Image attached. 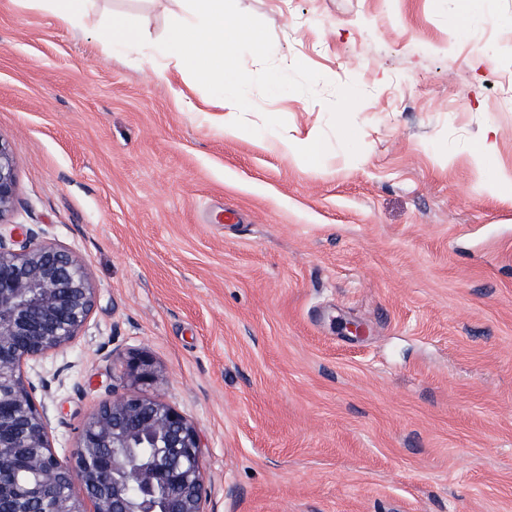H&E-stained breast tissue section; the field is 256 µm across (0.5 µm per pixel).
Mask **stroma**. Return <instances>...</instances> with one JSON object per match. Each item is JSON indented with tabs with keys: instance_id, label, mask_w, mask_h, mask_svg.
Here are the masks:
<instances>
[{
	"instance_id": "obj_1",
	"label": "stroma",
	"mask_w": 512,
	"mask_h": 512,
	"mask_svg": "<svg viewBox=\"0 0 512 512\" xmlns=\"http://www.w3.org/2000/svg\"><path fill=\"white\" fill-rule=\"evenodd\" d=\"M237 5L278 67L324 77L250 90L245 115L319 134L313 165L225 137L202 86L178 96L157 44L184 0H91L76 29L0 0L12 221L97 291L72 345L22 367L52 446L74 454L144 351L200 436L204 512H512V201L469 159L496 128L512 177V0ZM115 13L142 52L99 41Z\"/></svg>"
}]
</instances>
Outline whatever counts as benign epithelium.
<instances>
[{
    "instance_id": "1",
    "label": "benign epithelium",
    "mask_w": 512,
    "mask_h": 512,
    "mask_svg": "<svg viewBox=\"0 0 512 512\" xmlns=\"http://www.w3.org/2000/svg\"><path fill=\"white\" fill-rule=\"evenodd\" d=\"M16 170L0 138V223L16 201ZM80 259L29 224L0 232V512H203L202 445L192 423L143 387L157 382L144 352L126 360L127 391L85 419L73 458L50 444L29 359L68 347L96 305Z\"/></svg>"
}]
</instances>
